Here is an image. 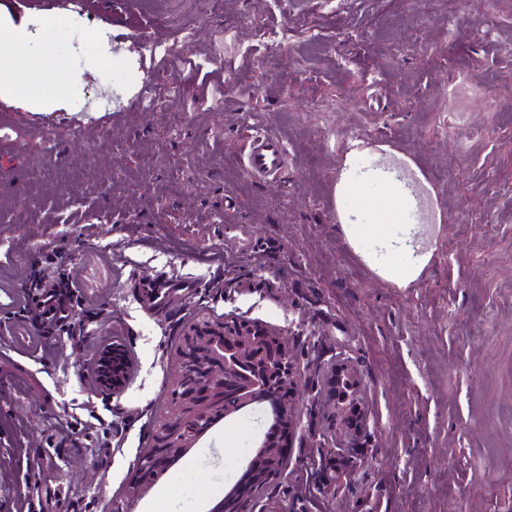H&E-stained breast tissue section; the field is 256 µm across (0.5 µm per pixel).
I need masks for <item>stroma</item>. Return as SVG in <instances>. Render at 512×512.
Listing matches in <instances>:
<instances>
[{"instance_id":"35a3bbf8","label":"stroma","mask_w":512,"mask_h":512,"mask_svg":"<svg viewBox=\"0 0 512 512\" xmlns=\"http://www.w3.org/2000/svg\"><path fill=\"white\" fill-rule=\"evenodd\" d=\"M188 21L193 43L144 66L161 76L154 110L143 83L115 91L145 39L176 41ZM1 26L26 28L30 47L0 46V283L25 293L56 252L98 323L77 345L51 336L35 362L0 354V512L55 481L85 512L149 499L167 512L238 479L265 430L257 407L131 487L129 458L172 408L178 327L205 303L311 331L294 345L290 458L260 512H512V0H84L78 13L0 0ZM259 26L284 35L257 41ZM107 92L111 111H93ZM248 124L283 139L278 181L243 172ZM348 158L404 167L416 207L403 221L424 257L414 280L371 237L343 234ZM159 277L173 291L151 309L139 281ZM108 343L132 361L117 394L95 391ZM335 359L358 373L362 461L340 471L323 448L317 477L311 435L330 421L310 390ZM27 373L41 385L26 393ZM65 410L111 424L108 455L81 438L48 447Z\"/></svg>"}]
</instances>
